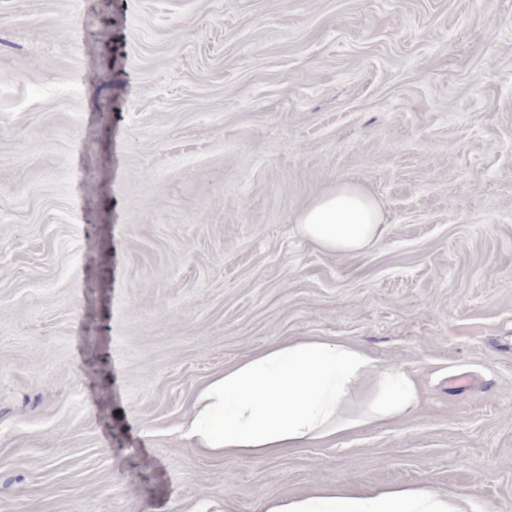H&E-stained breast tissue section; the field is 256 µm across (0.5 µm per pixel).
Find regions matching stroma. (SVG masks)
I'll return each mask as SVG.
<instances>
[{
	"label": "stroma",
	"mask_w": 512,
	"mask_h": 512,
	"mask_svg": "<svg viewBox=\"0 0 512 512\" xmlns=\"http://www.w3.org/2000/svg\"><path fill=\"white\" fill-rule=\"evenodd\" d=\"M339 183L387 226L359 254L295 231ZM301 336L421 406L258 461L179 437ZM336 483L512 512V0H0V512Z\"/></svg>",
	"instance_id": "obj_1"
}]
</instances>
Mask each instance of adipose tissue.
Listing matches in <instances>:
<instances>
[{"label": "adipose tissue", "mask_w": 512, "mask_h": 512, "mask_svg": "<svg viewBox=\"0 0 512 512\" xmlns=\"http://www.w3.org/2000/svg\"><path fill=\"white\" fill-rule=\"evenodd\" d=\"M310 244L358 253L385 234L375 200L350 184L314 199L297 218ZM421 392L413 377L364 349L324 336L269 345L213 375L193 398L180 426L191 446L227 458L262 459L348 436L371 421L414 410ZM260 512H480L467 496L403 485L364 492L325 486L298 496L263 499Z\"/></svg>", "instance_id": "ef3b65f1"}]
</instances>
